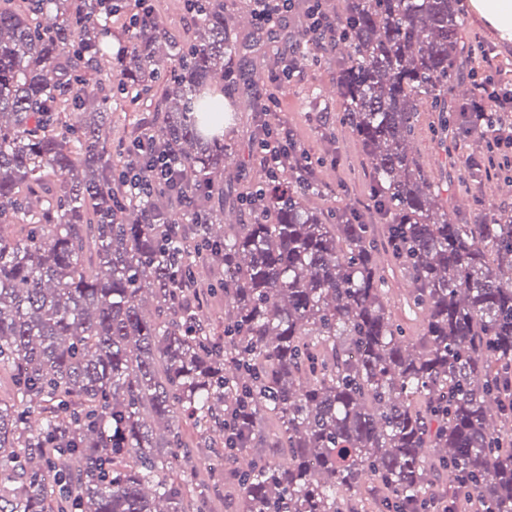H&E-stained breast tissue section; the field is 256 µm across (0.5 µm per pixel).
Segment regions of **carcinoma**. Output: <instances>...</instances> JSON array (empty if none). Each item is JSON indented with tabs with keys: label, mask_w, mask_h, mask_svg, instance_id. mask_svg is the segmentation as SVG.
I'll use <instances>...</instances> for the list:
<instances>
[{
	"label": "carcinoma",
	"mask_w": 512,
	"mask_h": 512,
	"mask_svg": "<svg viewBox=\"0 0 512 512\" xmlns=\"http://www.w3.org/2000/svg\"><path fill=\"white\" fill-rule=\"evenodd\" d=\"M457 2L350 0L338 17L343 123L414 283L396 313L373 225L329 222L303 181L258 184L265 208L224 223L240 51L224 0L186 44L126 26L116 90L160 111L131 138L185 165L180 197L136 200L114 179L126 156L100 77L111 0H0V512H196L185 422L227 457L288 449L233 471L241 512H416L434 468L448 502L512 512V425H488L512 415V211L448 221L406 149L425 105L443 143L497 119L443 93L474 54ZM177 224L184 279L164 257ZM207 264L221 273L204 283ZM217 288L221 335L204 313Z\"/></svg>",
	"instance_id": "cac0c4a2"
}]
</instances>
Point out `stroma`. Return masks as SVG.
I'll return each instance as SVG.
<instances>
[{
	"label": "stroma",
	"instance_id": "35a3bbf8",
	"mask_svg": "<svg viewBox=\"0 0 512 512\" xmlns=\"http://www.w3.org/2000/svg\"><path fill=\"white\" fill-rule=\"evenodd\" d=\"M152 5L167 39L185 42L192 38L194 21L186 11L185 0H153ZM250 10V0H224V12L239 40L253 45L245 66L255 86L253 94L224 98L227 109L239 115L237 127L227 137L235 162L224 168L225 223L249 221L242 199L262 177L251 160V145L264 116L266 96L272 92L279 99L281 119L287 121L314 167L318 191L309 197V206L326 213L356 211L363 214L367 223L381 224L367 179L368 162L354 135L340 123L343 103L336 91V69L344 61V54L308 59L290 81L272 85L275 72L282 66L283 52L300 37L303 12L298 9L289 14L275 26L273 40L261 41L249 19ZM459 15L466 40L474 45L491 43L499 55L498 80L512 83V42L503 40L480 16L472 0H460ZM111 106L112 146L119 149L128 143L127 132L135 118L149 112L150 101L116 92ZM438 127L437 113L421 111L416 136L407 149L433 184L443 187L449 219L463 224L479 213L511 210L512 170L490 182L478 181L472 176L467 159L483 152L484 139L478 135L458 138L456 148L447 152L436 134Z\"/></svg>",
	"mask_w": 512,
	"mask_h": 512
}]
</instances>
